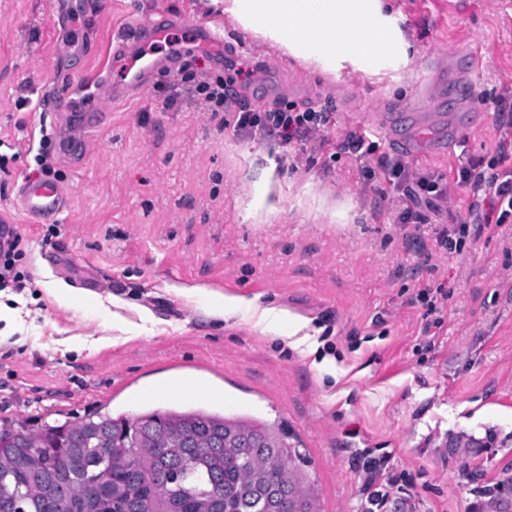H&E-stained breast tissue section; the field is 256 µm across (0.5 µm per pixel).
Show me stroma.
<instances>
[{
  "instance_id": "35a3bbf8",
  "label": "stroma",
  "mask_w": 512,
  "mask_h": 512,
  "mask_svg": "<svg viewBox=\"0 0 512 512\" xmlns=\"http://www.w3.org/2000/svg\"><path fill=\"white\" fill-rule=\"evenodd\" d=\"M389 5L408 66L328 76L204 0H0V218L22 239L0 285V425L204 408L295 436L317 512H373L372 462L399 512H478L512 475V223L444 249L469 191L450 185L424 223H399L384 176L340 145L387 113L380 149L410 170L490 161L512 113V0ZM147 17L167 34L144 89L87 128L40 111L101 71L87 106L108 101L123 82L112 51ZM205 27L223 52L196 50ZM190 73L249 108L330 120L290 146L235 131L189 98L167 106ZM432 113L443 126L404 152ZM46 164L68 208L34 224L17 194ZM427 289L444 317L433 336ZM174 380L207 392L146 396Z\"/></svg>"
}]
</instances>
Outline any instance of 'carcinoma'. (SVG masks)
Returning <instances> with one entry per match:
<instances>
[{"label": "carcinoma", "instance_id": "obj_1", "mask_svg": "<svg viewBox=\"0 0 512 512\" xmlns=\"http://www.w3.org/2000/svg\"><path fill=\"white\" fill-rule=\"evenodd\" d=\"M192 430L190 448H154L164 433ZM241 433L240 448H226L230 433ZM111 437L106 446L101 435ZM3 438L14 447L0 455V503L19 512H52L63 501L82 512L90 483L105 486L104 512H152L172 500L179 512H202L215 499L221 512H274L293 500L296 512H312L315 496L293 459L299 449L288 434L259 422H244L204 410L145 413L131 420L101 414L97 419L45 425L36 434L22 423ZM488 507L512 496V478L486 490Z\"/></svg>", "mask_w": 512, "mask_h": 512}]
</instances>
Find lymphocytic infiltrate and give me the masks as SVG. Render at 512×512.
Instances as JSON below:
<instances>
[{"instance_id": "lymphocytic-infiltrate-1", "label": "lymphocytic infiltrate", "mask_w": 512, "mask_h": 512, "mask_svg": "<svg viewBox=\"0 0 512 512\" xmlns=\"http://www.w3.org/2000/svg\"><path fill=\"white\" fill-rule=\"evenodd\" d=\"M195 95L208 110L231 114L233 127L240 132L257 133L288 146L311 139L329 116L324 112H290L268 108L255 110L236 104L223 83L201 80L195 86ZM343 151L369 166L379 168L392 184L401 204L399 221L403 224L422 222L420 204L430 206L446 201L449 183L469 189L475 198L471 220L443 229L440 244H447L451 236H479L493 225L512 223V141H501L489 170H482L479 162H469L459 168L452 180L427 172L409 170L400 157L379 152L376 142L366 135L350 134L341 144Z\"/></svg>"}]
</instances>
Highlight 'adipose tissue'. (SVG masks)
<instances>
[{
    "label": "adipose tissue",
    "mask_w": 512,
    "mask_h": 512,
    "mask_svg": "<svg viewBox=\"0 0 512 512\" xmlns=\"http://www.w3.org/2000/svg\"><path fill=\"white\" fill-rule=\"evenodd\" d=\"M253 35L306 66L329 71L339 61L373 71L407 61L410 44L394 29L384 0H209Z\"/></svg>",
    "instance_id": "ef3b65f1"
}]
</instances>
